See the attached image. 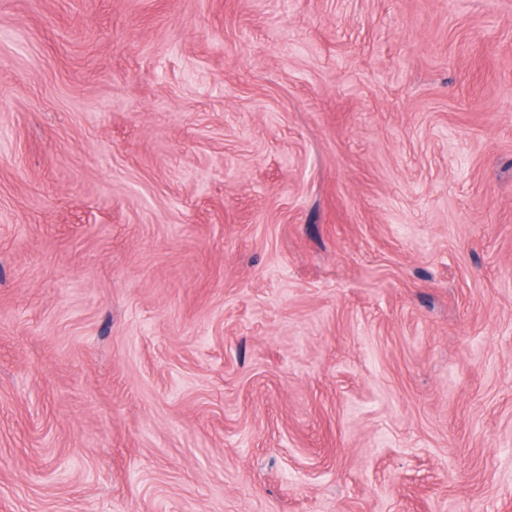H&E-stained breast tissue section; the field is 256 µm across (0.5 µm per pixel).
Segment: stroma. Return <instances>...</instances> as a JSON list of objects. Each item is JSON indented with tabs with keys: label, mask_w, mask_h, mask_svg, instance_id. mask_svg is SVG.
Instances as JSON below:
<instances>
[{
	"label": "stroma",
	"mask_w": 512,
	"mask_h": 512,
	"mask_svg": "<svg viewBox=\"0 0 512 512\" xmlns=\"http://www.w3.org/2000/svg\"><path fill=\"white\" fill-rule=\"evenodd\" d=\"M512 512V0H0V512Z\"/></svg>",
	"instance_id": "35a3bbf8"
}]
</instances>
